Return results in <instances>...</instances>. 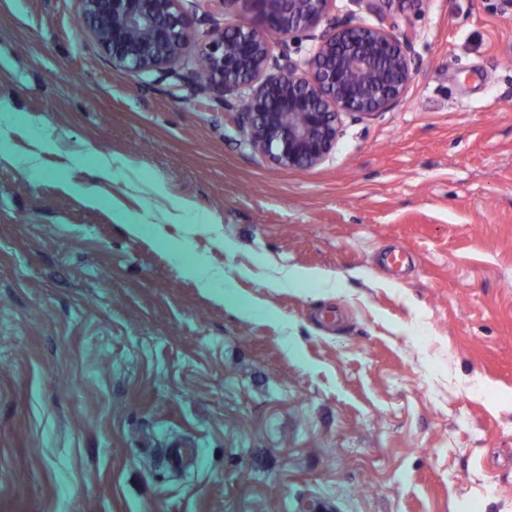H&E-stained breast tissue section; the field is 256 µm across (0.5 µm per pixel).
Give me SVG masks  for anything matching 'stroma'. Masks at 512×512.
I'll return each mask as SVG.
<instances>
[{
	"instance_id": "35a3bbf8",
	"label": "stroma",
	"mask_w": 512,
	"mask_h": 512,
	"mask_svg": "<svg viewBox=\"0 0 512 512\" xmlns=\"http://www.w3.org/2000/svg\"><path fill=\"white\" fill-rule=\"evenodd\" d=\"M77 12L0 0V512H512V11L393 0L415 79L304 170Z\"/></svg>"
}]
</instances>
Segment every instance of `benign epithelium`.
<instances>
[{
	"label": "benign epithelium",
	"mask_w": 512,
	"mask_h": 512,
	"mask_svg": "<svg viewBox=\"0 0 512 512\" xmlns=\"http://www.w3.org/2000/svg\"><path fill=\"white\" fill-rule=\"evenodd\" d=\"M88 32L115 68L178 75L192 96L236 97L250 144L281 168L309 169L336 146L343 117L393 109L418 71L413 36L386 17V0H349L379 23L330 16L335 0H222L254 16L221 26L198 14L202 0H77ZM211 24L205 31L201 24ZM314 41L294 59L288 40Z\"/></svg>",
	"instance_id": "7a95c632"
}]
</instances>
